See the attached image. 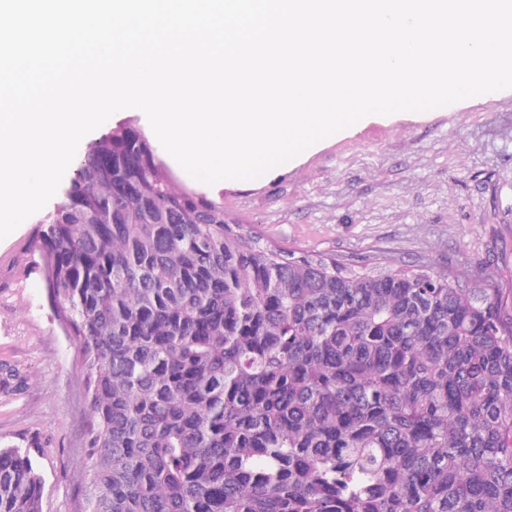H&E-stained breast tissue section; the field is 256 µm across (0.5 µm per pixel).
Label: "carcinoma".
Wrapping results in <instances>:
<instances>
[{"mask_svg": "<svg viewBox=\"0 0 512 512\" xmlns=\"http://www.w3.org/2000/svg\"><path fill=\"white\" fill-rule=\"evenodd\" d=\"M38 243L84 360V512H512V309L455 270L297 256L85 151ZM0 448V512H42Z\"/></svg>", "mask_w": 512, "mask_h": 512, "instance_id": "1", "label": "carcinoma"}]
</instances>
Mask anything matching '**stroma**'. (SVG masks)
Instances as JSON below:
<instances>
[{
	"mask_svg": "<svg viewBox=\"0 0 512 512\" xmlns=\"http://www.w3.org/2000/svg\"><path fill=\"white\" fill-rule=\"evenodd\" d=\"M61 200L0 238V448L32 449L42 512H81L83 356L50 301L36 246ZM217 200L229 223L292 253L427 262L512 288V91L369 121L297 165L226 185Z\"/></svg>",
	"mask_w": 512,
	"mask_h": 512,
	"instance_id": "obj_1",
	"label": "stroma"
}]
</instances>
